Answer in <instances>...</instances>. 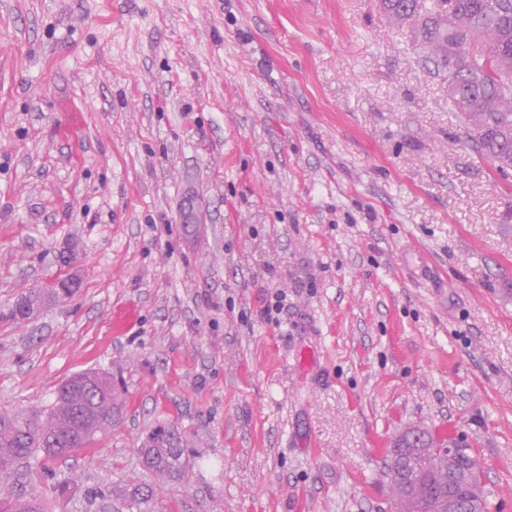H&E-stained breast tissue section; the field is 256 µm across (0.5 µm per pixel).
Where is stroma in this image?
Segmentation results:
<instances>
[{
  "label": "stroma",
  "mask_w": 512,
  "mask_h": 512,
  "mask_svg": "<svg viewBox=\"0 0 512 512\" xmlns=\"http://www.w3.org/2000/svg\"><path fill=\"white\" fill-rule=\"evenodd\" d=\"M71 248L77 292L13 320ZM88 369L120 423L1 496L394 512L383 459L422 422L512 512V171L379 0H0V409ZM160 426L184 480L142 465ZM419 429L422 435L427 437L434 444L440 443L441 445H444L446 442H448V448H444L447 447L446 445H444V447L442 448L444 452L448 451V455L446 456H449L451 458L458 457L464 454H468V452L470 451V448H466V446L458 439L454 438V440L447 441L445 438L436 435L434 431L427 427L419 426ZM463 465L472 473L483 476L480 464L473 453L469 452V455L463 460Z\"/></svg>",
  "instance_id": "stroma-1"
}]
</instances>
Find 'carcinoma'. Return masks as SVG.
<instances>
[{
	"mask_svg": "<svg viewBox=\"0 0 512 512\" xmlns=\"http://www.w3.org/2000/svg\"><path fill=\"white\" fill-rule=\"evenodd\" d=\"M393 23L411 29L425 59L442 73L448 58L460 44L473 48L459 62L453 81L448 84V100L464 120L467 141L479 156L500 172L512 169V0H381ZM65 295L62 288L30 293L12 308L10 317H29L34 304L46 297ZM98 382L71 399L57 398L46 410L0 411V475H10L16 465L41 452L54 457V444L72 452L90 445L101 432L82 420V408L94 405L103 416L117 422L123 401L112 379L96 373ZM149 461L144 467L169 480H181L189 464L181 437L172 430L159 429L140 449ZM452 461L437 448L423 458L411 457L398 449H387L385 474L394 467L419 470L420 480L405 491L407 500H397L398 512H417V504L448 487ZM463 501L473 498L475 512H489L483 484L459 488ZM149 491L135 485L128 493V509L142 512ZM0 512H48L45 494L20 491L0 498Z\"/></svg>",
	"mask_w": 512,
	"mask_h": 512,
	"instance_id": "1",
	"label": "carcinoma"
}]
</instances>
